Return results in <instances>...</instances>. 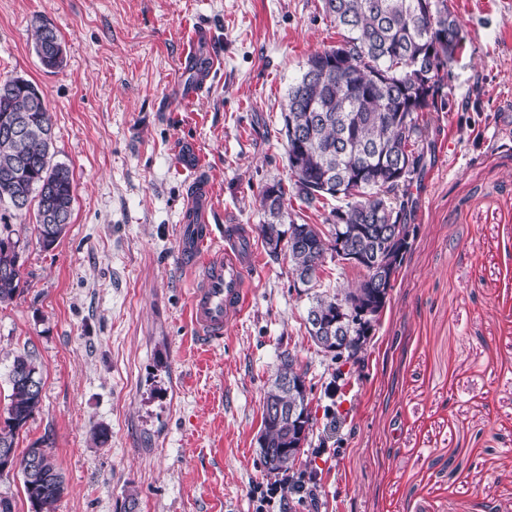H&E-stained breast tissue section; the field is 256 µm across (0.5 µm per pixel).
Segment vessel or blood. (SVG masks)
<instances>
[{
	"instance_id": "1",
	"label": "vessel or blood",
	"mask_w": 512,
	"mask_h": 512,
	"mask_svg": "<svg viewBox=\"0 0 512 512\" xmlns=\"http://www.w3.org/2000/svg\"><path fill=\"white\" fill-rule=\"evenodd\" d=\"M209 44V33L197 30L181 59L182 70H196ZM211 191L206 178L194 176L182 215L180 242L184 265L199 272L189 296L190 321L195 333L209 343L223 341L227 328L243 314L249 272L255 263L248 225L228 224L219 230L211 224L207 210Z\"/></svg>"
}]
</instances>
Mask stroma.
<instances>
[{
	"label": "stroma",
	"mask_w": 512,
	"mask_h": 512,
	"mask_svg": "<svg viewBox=\"0 0 512 512\" xmlns=\"http://www.w3.org/2000/svg\"><path fill=\"white\" fill-rule=\"evenodd\" d=\"M466 33L448 66L449 108L423 113L409 189L416 227L359 363L311 341L313 293L355 286L361 268L325 258L312 290L257 230L263 189H287L284 221L326 227L328 208L292 194L281 134L307 56L343 41L322 0H0V81L43 94L53 160L70 168L64 235L43 249L33 212L9 222L21 294L0 306V420L27 352L42 402L15 448H51L67 489L55 512H512V0H448ZM60 33L44 68L37 22ZM218 72L192 104L180 56L197 28ZM213 186L217 225L254 229L244 315L223 342L198 340L193 274L177 254L190 174ZM310 389L313 423L295 472H268L257 445L282 352ZM109 430L98 443L95 429ZM34 43L37 55L41 64L47 69H57L63 65V49L57 53L45 51V45L49 37L56 40L58 45L62 47V39L58 30L46 22H39L34 27Z\"/></svg>",
	"instance_id": "obj_1"
}]
</instances>
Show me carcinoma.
Instances as JSON below:
<instances>
[{
	"mask_svg": "<svg viewBox=\"0 0 512 512\" xmlns=\"http://www.w3.org/2000/svg\"><path fill=\"white\" fill-rule=\"evenodd\" d=\"M330 4L325 13L347 32L339 48L310 55L300 79L289 87L282 113L288 166L294 178L295 195L307 207L325 199L340 205L332 208L329 231L313 224L295 225V236L283 228L285 190L277 183L262 194L267 221L261 225L262 239L272 257L278 247L286 248L293 280H317L325 255L334 249L337 218L352 245L367 252L386 240L387 214L407 223L405 188L420 171L421 156L411 149L419 131V113L445 106L444 76L457 51L466 42L465 32L448 7V0H322ZM62 43L58 30L39 22L34 43L41 64L47 69L63 65V52L45 51L48 39ZM344 59L336 60V51ZM24 116L28 130L17 132L13 120ZM301 130L304 139L291 140L289 127ZM52 120L43 95L30 81L14 78L0 81V205L15 208L22 194L37 201L35 214L38 241L51 248L64 234L66 225L48 227L47 204L72 212L74 193L71 170L52 163ZM300 158L294 168L293 156ZM410 161L404 176L396 174L400 160ZM0 305L20 294L22 280L20 240L13 239L7 217L0 218ZM365 275L357 286L344 293L353 299L370 296L374 275ZM337 294L316 293L307 310L308 334L325 349L313 333L314 322L332 326L331 335L363 336L366 329L350 312L339 326L336 321ZM291 353L281 356L275 379L263 401L261 447L272 457L271 470L287 471L296 462L288 454V414L278 407L309 404L305 374L295 369ZM11 393L7 416L0 425V449H15V439L39 410L42 378L35 359L28 353L14 357L9 374ZM24 490L37 512H54L65 491V481L51 449L41 452L34 467L19 460Z\"/></svg>",
	"mask_w": 512,
	"mask_h": 512,
	"instance_id": "cac0c4a2",
	"label": "carcinoma"
}]
</instances>
